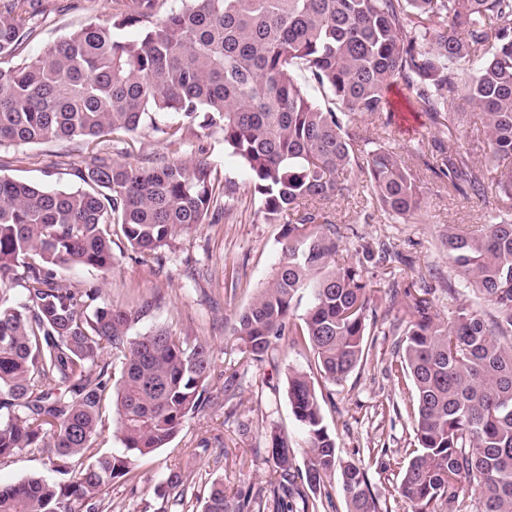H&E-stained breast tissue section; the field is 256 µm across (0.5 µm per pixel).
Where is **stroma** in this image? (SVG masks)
Wrapping results in <instances>:
<instances>
[{
	"instance_id": "1",
	"label": "stroma",
	"mask_w": 512,
	"mask_h": 512,
	"mask_svg": "<svg viewBox=\"0 0 512 512\" xmlns=\"http://www.w3.org/2000/svg\"><path fill=\"white\" fill-rule=\"evenodd\" d=\"M38 35L29 53L58 42L88 18H106L110 0H42ZM396 114L384 131L369 129L378 143L396 148L412 169L424 191L423 220L398 223L376 215L371 223L358 220L356 200L338 201L333 215L344 231L342 247L349 259H357L362 245L380 241L400 253L390 273L374 269L371 276L368 330L373 343L366 365L338 385L325 383L312 352L280 336L265 361L246 358L232 332L235 317L255 297L274 273L282 249L281 227L266 223L260 204L254 200L249 174L241 160L224 146L221 132L208 139L207 158L221 178L235 183L237 194L228 215L217 224L177 236L162 251L160 262L144 263L115 237L117 262L110 272L76 267L63 272L66 284L95 283L103 302L115 308L143 307L131 329L140 335L161 325L189 341L208 343L214 371L207 388L213 404L188 420L169 447L158 449L135 462V477L113 481L105 494L108 512H160L162 498L156 487L172 470L185 476L188 496L202 494L206 483L223 480L227 493L244 486L269 492L276 470L269 452V433L288 437L295 449L297 466L307 461V436L295 420L288 400V373L307 372L317 390L332 393L323 405L324 424L335 437L339 456L362 466L380 499L382 512H411L412 507L395 492L416 442L412 402L413 386L395 354L393 327L402 315V305L391 298L394 285H407L416 269L431 270L427 283L433 287V311L447 321L458 306L476 305L471 289L462 287L461 276L439 249L437 237L443 225L463 227L486 221V206L479 200L449 193L446 186L418 161V154H431L439 136L428 117L414 111L391 92ZM480 111L466 107L459 133L442 139L448 152H470L487 180L498 175L487 161L488 147L474 136ZM86 144L79 139L38 145L0 146V175L20 178L49 189H73L69 173L79 162ZM459 283L455 298H448L443 281ZM235 375L232 397L224 395V380ZM31 477L60 480L49 459L20 453L0 464V484L10 485Z\"/></svg>"
}]
</instances>
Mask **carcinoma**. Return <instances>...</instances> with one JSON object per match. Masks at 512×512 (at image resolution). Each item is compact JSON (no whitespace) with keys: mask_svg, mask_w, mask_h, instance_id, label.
<instances>
[{"mask_svg":"<svg viewBox=\"0 0 512 512\" xmlns=\"http://www.w3.org/2000/svg\"><path fill=\"white\" fill-rule=\"evenodd\" d=\"M37 2L0 4V60L17 59L0 69V145L81 138L87 155L72 168L75 191L0 176V462L46 453L69 479L0 485V512H105L112 481L210 405L209 346L165 327L129 335L139 312L104 304L95 285L68 287L60 271L111 270L114 226L142 261L157 260L179 233L218 223L235 187L205 159L132 163L99 140L125 144L147 123L169 147L196 127L222 131L283 240L234 335L264 360L307 292L302 335L336 385L370 357L369 267L397 255L367 244L362 259L341 260L332 204L358 197L366 224L422 210L402 155L370 147L360 124L392 111L399 84L442 135L458 131L463 105L480 109L489 159L504 169L489 186L466 152L419 156L448 190L491 205L489 223L448 224L439 242L494 312L459 307L437 322L432 289H404L410 320L396 325V348L415 390L417 448L397 493L413 512H512V0H112L109 19L24 56ZM131 27L140 32L128 40ZM288 398L308 437L305 469L274 432L270 493L229 496L214 480L199 512H294L300 483L302 512L333 506L338 488L346 512H381L366 471L337 454L307 373L290 371ZM109 409L123 456L95 453ZM164 484L161 512H185L181 473Z\"/></svg>","mask_w":512,"mask_h":512,"instance_id":"cac0c4a2","label":"carcinoma"}]
</instances>
